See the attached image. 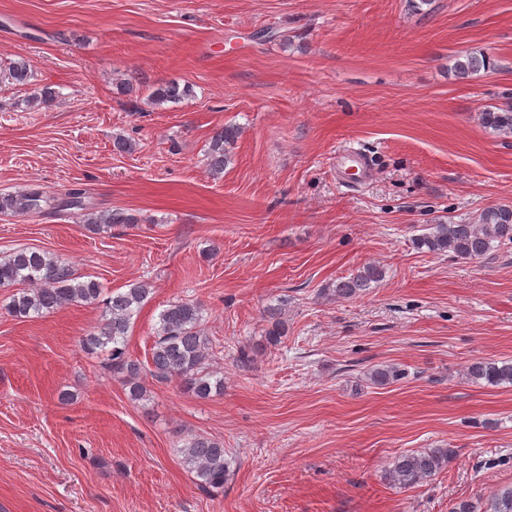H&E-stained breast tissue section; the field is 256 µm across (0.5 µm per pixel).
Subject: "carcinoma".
<instances>
[{"mask_svg":"<svg viewBox=\"0 0 512 512\" xmlns=\"http://www.w3.org/2000/svg\"><path fill=\"white\" fill-rule=\"evenodd\" d=\"M491 69L490 59L484 54L465 53L457 56L451 71L459 80L471 79ZM32 77V64L24 57L8 63L0 71V81L25 85ZM193 97L189 85L169 82L154 88L149 95L151 103L162 105L182 102ZM482 123L500 134H512V106L488 109L482 113ZM238 128L226 126L217 132L209 149L212 174L220 175L231 161V148L238 138ZM86 190L72 188L66 196L67 204H58L62 210H77L81 222L94 234L112 227L134 224L136 219L120 209L95 211L85 203ZM43 191L36 185L11 194H0V214L40 215L43 213ZM414 246L433 254L447 253L462 260H478L501 245L512 244V206L496 205L483 210L477 224H437L433 231L413 241ZM383 277L376 265H368L357 273L336 280V295L356 296ZM23 288L12 294L8 311L17 318H29L52 313L67 305L103 306V323L82 339L85 349L108 353V370L119 380L130 401L147 400L148 388L141 364L126 355V338L133 316L150 294L144 283L135 282L121 292L104 296L105 286L98 280L76 272L72 263L47 252L20 249L0 256V288ZM206 309L192 299L170 302L159 314V327L150 349L148 371L158 382L176 380L188 392L200 399L224 392V375L211 367V341L205 333ZM268 322L263 342L243 352L239 362L247 366L252 355L268 346L281 343L286 328L281 310L268 308L264 313ZM469 379L483 380L492 386H512V361H478L468 366ZM183 465L193 474L199 488L210 491L224 488L230 462L224 457V445L206 435L192 434L180 450ZM452 448H430L404 453L396 457L388 472L391 482L411 487L435 476L455 456Z\"/></svg>","mask_w":512,"mask_h":512,"instance_id":"obj_1","label":"carcinoma"}]
</instances>
